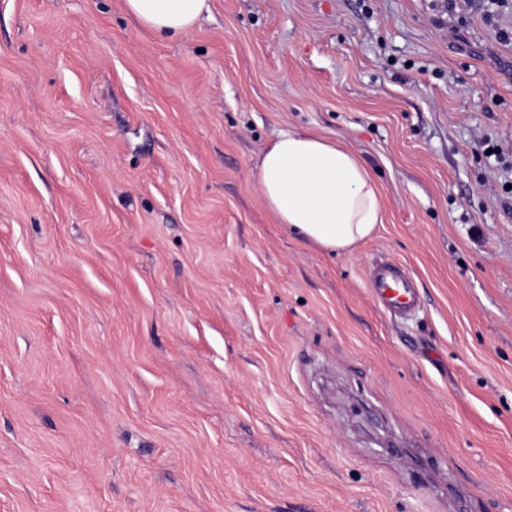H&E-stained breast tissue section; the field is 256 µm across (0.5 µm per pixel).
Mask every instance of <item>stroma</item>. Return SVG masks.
<instances>
[{"label": "stroma", "instance_id": "35a3bbf8", "mask_svg": "<svg viewBox=\"0 0 512 512\" xmlns=\"http://www.w3.org/2000/svg\"><path fill=\"white\" fill-rule=\"evenodd\" d=\"M291 126L353 254L263 204ZM0 512H512V0H0ZM210 0H125L129 13L164 37L190 32L210 11ZM257 168L266 208L302 243L347 255L384 224L374 174L341 142L288 127L268 143ZM367 284L384 311L405 316L420 307L421 299L410 273L395 264H382L367 274Z\"/></svg>", "mask_w": 512, "mask_h": 512}]
</instances>
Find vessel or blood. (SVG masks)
I'll return each mask as SVG.
<instances>
[{
	"label": "vessel or blood",
	"mask_w": 512,
	"mask_h": 512,
	"mask_svg": "<svg viewBox=\"0 0 512 512\" xmlns=\"http://www.w3.org/2000/svg\"><path fill=\"white\" fill-rule=\"evenodd\" d=\"M370 292L380 308L404 316L421 304L420 295L410 273L395 264H382L367 275Z\"/></svg>",
	"instance_id": "1"
}]
</instances>
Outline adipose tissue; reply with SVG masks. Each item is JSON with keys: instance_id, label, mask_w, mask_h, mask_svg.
<instances>
[{"instance_id": "obj_1", "label": "adipose tissue", "mask_w": 512, "mask_h": 512, "mask_svg": "<svg viewBox=\"0 0 512 512\" xmlns=\"http://www.w3.org/2000/svg\"><path fill=\"white\" fill-rule=\"evenodd\" d=\"M129 13L164 37L187 34L210 11L209 0H125ZM258 180L264 204L289 235L336 255L371 238L384 221L380 186L343 143L291 127L266 146Z\"/></svg>"}]
</instances>
